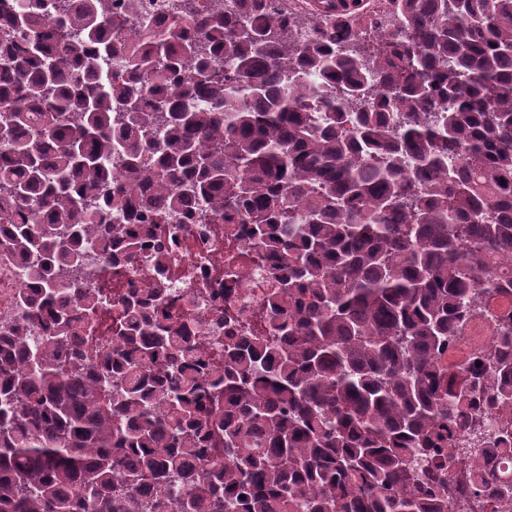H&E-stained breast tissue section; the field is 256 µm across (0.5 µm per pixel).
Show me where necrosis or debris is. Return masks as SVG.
I'll use <instances>...</instances> for the list:
<instances>
[{
  "instance_id": "1",
  "label": "necrosis or debris",
  "mask_w": 512,
  "mask_h": 512,
  "mask_svg": "<svg viewBox=\"0 0 512 512\" xmlns=\"http://www.w3.org/2000/svg\"><path fill=\"white\" fill-rule=\"evenodd\" d=\"M164 237H176L166 265L167 277L158 280L149 257H142L123 279V288H154L162 305L190 307L191 333L208 338L214 351L224 346L225 326L236 335L261 333L272 283L259 270L257 250L243 251V237L233 224H166ZM512 311V296L488 299L463 324L442 356L444 365H464L491 349L503 314Z\"/></svg>"
}]
</instances>
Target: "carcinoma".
Masks as SVG:
<instances>
[{"mask_svg":"<svg viewBox=\"0 0 512 512\" xmlns=\"http://www.w3.org/2000/svg\"><path fill=\"white\" fill-rule=\"evenodd\" d=\"M36 0L0 29V512H449L512 448V312L493 349L441 358L512 294V0L168 5ZM186 215L246 224L270 261L266 333L222 357L112 278ZM481 365H476V362ZM5 261L0 258V323L17 317L15 298L22 281L18 265Z\"/></svg>","mask_w":512,"mask_h":512,"instance_id":"obj_1","label":"carcinoma"}]
</instances>
